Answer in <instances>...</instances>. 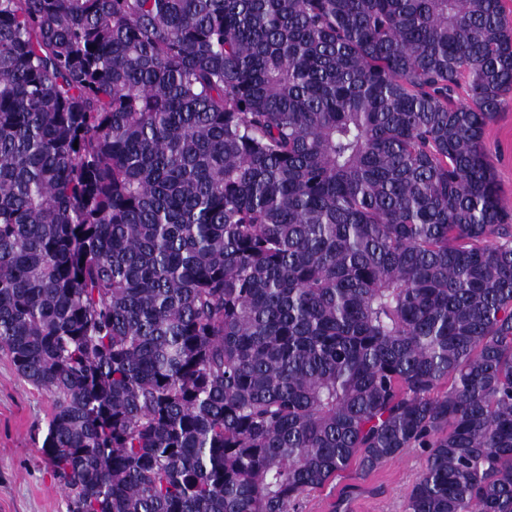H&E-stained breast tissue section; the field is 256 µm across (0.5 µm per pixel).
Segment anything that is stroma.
<instances>
[{
	"instance_id": "stroma-1",
	"label": "stroma",
	"mask_w": 512,
	"mask_h": 512,
	"mask_svg": "<svg viewBox=\"0 0 512 512\" xmlns=\"http://www.w3.org/2000/svg\"><path fill=\"white\" fill-rule=\"evenodd\" d=\"M502 203L512 212V99L491 121L484 136ZM49 397L22 380L0 352V512H66V500L46 467L40 448L50 415ZM426 454L413 448L369 475L350 465L324 488L308 494L301 512H336L343 489L357 487L351 512H404Z\"/></svg>"
}]
</instances>
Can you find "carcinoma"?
<instances>
[{
  "label": "carcinoma",
  "instance_id": "cac0c4a2",
  "mask_svg": "<svg viewBox=\"0 0 512 512\" xmlns=\"http://www.w3.org/2000/svg\"><path fill=\"white\" fill-rule=\"evenodd\" d=\"M465 88L469 103H457ZM502 0H0V349L67 512H512ZM484 142L494 166L505 209L512 214V99L485 130ZM425 457L422 449L413 448L367 476L352 463L334 481L308 494L301 512H336V504L347 486H356L358 493L345 505L352 510L339 512H404L406 498L424 468Z\"/></svg>",
  "mask_w": 512,
  "mask_h": 512
}]
</instances>
